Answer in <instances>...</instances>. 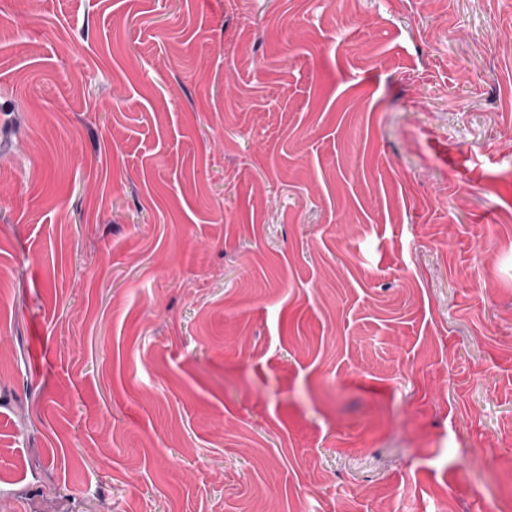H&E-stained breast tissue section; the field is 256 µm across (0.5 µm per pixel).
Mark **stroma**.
I'll use <instances>...</instances> for the list:
<instances>
[{
	"label": "stroma",
	"instance_id": "1",
	"mask_svg": "<svg viewBox=\"0 0 512 512\" xmlns=\"http://www.w3.org/2000/svg\"><path fill=\"white\" fill-rule=\"evenodd\" d=\"M0 512L512 502V0H0Z\"/></svg>",
	"mask_w": 512,
	"mask_h": 512
}]
</instances>
